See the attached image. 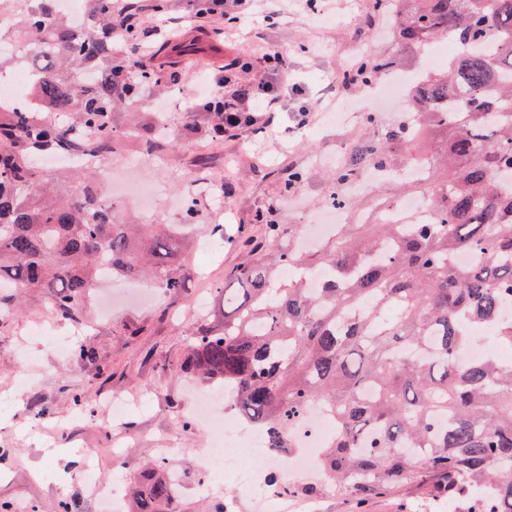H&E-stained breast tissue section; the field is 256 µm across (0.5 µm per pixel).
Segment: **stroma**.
Masks as SVG:
<instances>
[{"instance_id":"1","label":"stroma","mask_w":512,"mask_h":512,"mask_svg":"<svg viewBox=\"0 0 512 512\" xmlns=\"http://www.w3.org/2000/svg\"><path fill=\"white\" fill-rule=\"evenodd\" d=\"M351 4L336 12L329 27L310 25V12L301 0H290L288 10L271 22L261 15L246 17L241 37L224 45V58L245 54L259 56L269 46L288 58V79L301 86L313 107L329 83L354 67L359 28ZM213 55L184 57L165 62L156 56L175 82L143 86L131 106L112 112L118 132L130 125L131 113L142 123L153 122L154 99L190 90L196 75H209ZM368 87L353 88L349 98L357 111L344 129L319 122L300 126L291 107L277 113L274 127L248 128L211 137L212 116L186 112L174 105L170 111L173 133L162 159L146 167V178L159 189L160 200L184 194L192 176H203L205 192L193 202L210 225L220 224L228 237L249 227L253 214L276 203L282 179L289 169L307 172L302 183L303 199L298 210L288 213L287 223H302L306 210L323 208L331 189V166L326 157L344 153L362 131ZM196 240L183 241L180 262L189 280L177 295L162 296L150 306H134L103 316L96 301H89L79 323L55 322L57 335L73 343H87L96 353L91 363H76L74 356L51 355L47 340L36 326L48 319L42 295L25 294L19 309L0 311V502L10 512H20L21 503L32 512H58L68 502L71 512H98L87 495L81 473L94 463L100 476L129 486L146 480L148 469L158 460L161 448L175 449L169 467L180 476L178 512H252L250 502L234 493L231 482L216 483L209 498H201L196 484L205 473L203 450L206 434L188 416L191 379L178 367L184 357L196 316H182L191 302L207 299V316L217 319L224 312L218 290L232 268L246 265L251 253L244 247L218 246L214 262L196 259ZM91 398L76 405L75 394ZM141 398L142 404L123 418L105 423L99 403L106 398ZM318 512H469L468 500L448 502L433 488L405 487L388 494L358 499L331 491L316 493Z\"/></svg>"}]
</instances>
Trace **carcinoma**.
Listing matches in <instances>:
<instances>
[{"label": "carcinoma", "mask_w": 512, "mask_h": 512, "mask_svg": "<svg viewBox=\"0 0 512 512\" xmlns=\"http://www.w3.org/2000/svg\"><path fill=\"white\" fill-rule=\"evenodd\" d=\"M373 14L389 18L401 50L446 38L462 49L423 74L397 124L364 113L330 200L366 171L415 166L427 153V174L397 191L427 198L428 222L342 224L311 251L277 252L292 225L272 207L257 214L263 235L250 241L253 261L228 276L239 287L222 292L224 320L195 328L179 370L228 391L271 448L290 447L308 404L328 406L339 428L322 449V490L364 497L430 484L471 500V512H512V365L460 358L465 321L512 345V0H373ZM21 27L40 48L38 94L66 120H0V288L39 291L66 322L81 318L105 266L178 293L179 239L203 229L193 205L184 224L119 223L90 184L42 192L32 160L112 156V108L136 100L145 80L138 32L115 52L124 37L112 0H92L84 29L48 7ZM64 62L88 80H64ZM393 64L361 59L347 77L373 84ZM130 134L152 153L164 143L154 124ZM460 254L474 259L459 264ZM287 268L334 276L311 293L298 278L280 280ZM133 497L138 512H172L176 500L161 467Z\"/></svg>", "instance_id": "cac0c4a2"}]
</instances>
